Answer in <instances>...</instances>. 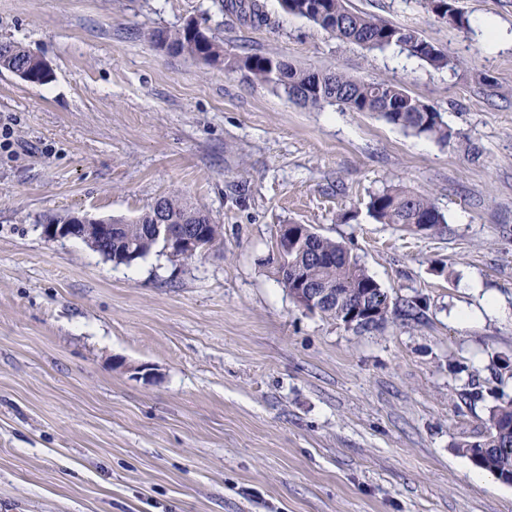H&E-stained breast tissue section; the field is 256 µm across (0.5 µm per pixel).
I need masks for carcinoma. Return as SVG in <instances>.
<instances>
[{"mask_svg":"<svg viewBox=\"0 0 512 512\" xmlns=\"http://www.w3.org/2000/svg\"><path fill=\"white\" fill-rule=\"evenodd\" d=\"M229 20L241 25L261 27L270 24L262 0H222ZM283 9L321 27L343 44L356 45L368 51L396 48L409 57L427 62L435 69L450 66L448 56L410 28L389 24L374 15L356 12L348 0H281ZM419 4L437 17L462 27L468 19L458 13L448 0H419ZM156 43L178 54L221 63L228 70H245L258 83L281 91L292 101L320 110L338 105L353 112H375L387 123L415 135L438 141L448 140V124L433 107L409 94L401 85L386 78L369 81L356 79L346 72L295 68L276 54H230L224 41L186 24L175 30H160ZM0 69L24 72L32 84L50 79L49 66L43 58L11 41H0ZM171 225L175 228L200 226L205 231L207 247L224 236L223 227L210 218L200 223L201 210L192 208L177 192L161 197ZM370 215L381 224L407 227L424 225L425 233L437 234L446 228V218L432 197L391 184L373 194L367 205ZM154 209L134 221L112 220L118 229L112 235V261L129 265L146 257L163 245L155 234ZM304 229L300 245L288 259L274 258L275 274L283 287L304 278L317 286L341 284V301L333 300L320 307V313L340 320V306L365 304L369 308L390 305L383 314L371 318L356 329L359 334L384 328L387 324H418L425 316L427 301L422 296H405L388 303V293L342 243L323 236L309 225ZM461 454L501 482L512 479V399L501 400L490 407L487 434L475 441L457 445Z\"/></svg>","mask_w":512,"mask_h":512,"instance_id":"1","label":"carcinoma"}]
</instances>
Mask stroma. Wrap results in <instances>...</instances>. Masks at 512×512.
Here are the masks:
<instances>
[{
	"label": "stroma",
	"instance_id": "stroma-1",
	"mask_svg": "<svg viewBox=\"0 0 512 512\" xmlns=\"http://www.w3.org/2000/svg\"><path fill=\"white\" fill-rule=\"evenodd\" d=\"M266 27L221 0H0V40L49 65L0 71V512H512L459 442L512 397V0H349L455 66L343 45L280 0ZM198 23L226 50L384 77L441 112L447 142L371 112L303 107L153 35ZM400 181L447 220L377 223ZM176 191L224 231L191 259L115 264L43 226L133 220ZM343 242L421 324L359 335L297 306L277 228ZM459 373H451L453 365ZM492 396L466 403L470 379ZM418 2L428 12L433 13L441 19H445L448 23H452L458 27H463L468 23V19L458 13L456 9L448 3V0H419Z\"/></svg>",
	"mask_w": 512,
	"mask_h": 512
}]
</instances>
